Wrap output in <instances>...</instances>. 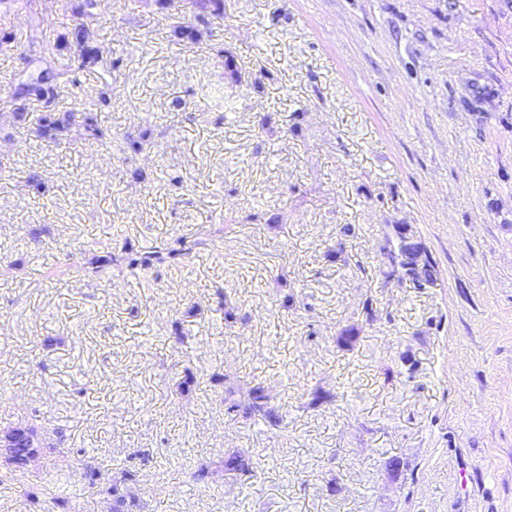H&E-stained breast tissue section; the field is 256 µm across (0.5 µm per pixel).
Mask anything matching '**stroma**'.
<instances>
[{
	"mask_svg": "<svg viewBox=\"0 0 512 512\" xmlns=\"http://www.w3.org/2000/svg\"><path fill=\"white\" fill-rule=\"evenodd\" d=\"M18 10L0 432L46 446L0 467V512H512V0ZM49 112L73 116L55 141ZM178 238L177 265L98 262ZM257 384L281 426L229 411ZM41 447L38 430L35 425H30L25 429L19 430L14 447L11 448V455L5 457V463L15 468H19L26 459L36 454Z\"/></svg>",
	"mask_w": 512,
	"mask_h": 512,
	"instance_id": "1",
	"label": "stroma"
}]
</instances>
